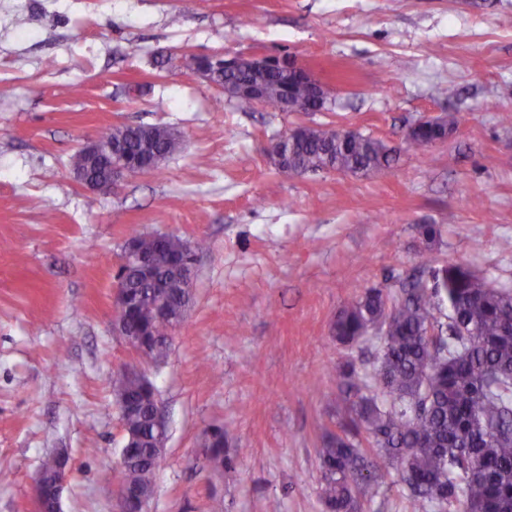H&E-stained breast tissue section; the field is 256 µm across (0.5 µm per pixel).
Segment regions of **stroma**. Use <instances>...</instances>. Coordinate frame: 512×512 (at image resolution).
Wrapping results in <instances>:
<instances>
[{"label": "stroma", "instance_id": "stroma-1", "mask_svg": "<svg viewBox=\"0 0 512 512\" xmlns=\"http://www.w3.org/2000/svg\"><path fill=\"white\" fill-rule=\"evenodd\" d=\"M0 18V512H33L43 458L69 456L62 512H114L124 443L107 381L137 367L166 421L151 512H327L319 450L346 359L340 307L461 263L512 286V0H6ZM290 57L329 89L319 112L238 111L190 54ZM454 88L440 98L437 86ZM454 113L430 155L421 115ZM115 124L164 125L185 149L111 193L72 155ZM340 126L401 154L367 177H285L266 149ZM54 219L45 222V211ZM438 224L426 244L419 227ZM140 233L206 239L192 303L158 363L112 333L121 255ZM224 429L233 467L203 440ZM421 119L414 122L406 130H411V132L405 137V144L407 150L425 155L436 145V142L448 137V133L456 125V119L450 113L440 116L433 124L421 122Z\"/></svg>", "mask_w": 512, "mask_h": 512}]
</instances>
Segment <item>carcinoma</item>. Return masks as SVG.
I'll list each match as a JSON object with an SVG mask.
<instances>
[{
	"instance_id": "obj_1",
	"label": "carcinoma",
	"mask_w": 512,
	"mask_h": 512,
	"mask_svg": "<svg viewBox=\"0 0 512 512\" xmlns=\"http://www.w3.org/2000/svg\"><path fill=\"white\" fill-rule=\"evenodd\" d=\"M291 66L284 61L271 74L224 70L216 81L261 84L265 107L280 111L285 89L296 103L311 99L308 82ZM455 125L451 114L433 124L414 122L407 150L428 153ZM140 129L143 137L134 138L128 125H114L102 137L125 143L148 172L155 169L153 152L167 158L184 147L166 126ZM269 157L278 173L290 176L325 170L369 176L390 168L397 152L360 132L337 139L329 129L299 127ZM136 241L152 272L126 279L143 293L138 312L127 318L151 343L142 358L157 362L169 347V315L184 305L182 275L170 262L182 239L173 237L164 249L149 236ZM442 301L448 302L446 323L437 316ZM372 332L381 341L377 365L351 384L357 395L345 407L347 419L338 421L339 431L319 452L328 512H358V499L379 492L384 467L400 471L413 512H458L461 505L464 512H512V289L495 287L461 264L431 266L428 275L412 277L396 292L366 290L336 314L333 334L341 344L356 345ZM110 387L117 399L136 394L148 401L153 395L123 371L112 373ZM147 414L145 409L122 422L142 433V446L103 478L117 488L136 484L149 498L161 458ZM223 439L214 436L210 460L226 469L231 459Z\"/></svg>"
}]
</instances>
